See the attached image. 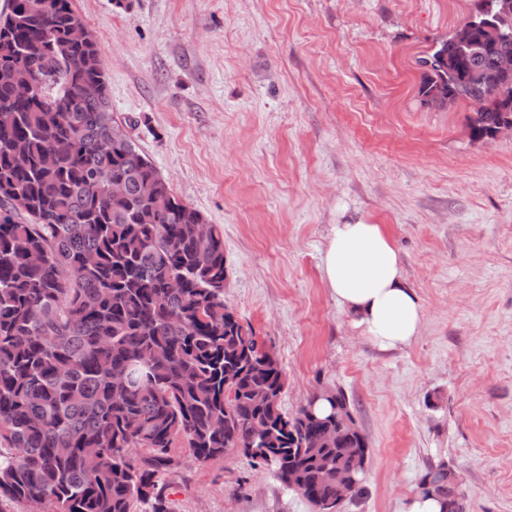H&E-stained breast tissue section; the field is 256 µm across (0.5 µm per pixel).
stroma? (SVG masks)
<instances>
[{"label": "stroma", "mask_w": 512, "mask_h": 512, "mask_svg": "<svg viewBox=\"0 0 512 512\" xmlns=\"http://www.w3.org/2000/svg\"><path fill=\"white\" fill-rule=\"evenodd\" d=\"M475 0H73L117 120L224 233V303L277 357L292 415L339 389L369 447L341 512H401L429 465L512 512V136L427 101L419 60ZM384 225L425 313L380 350L321 280L334 224ZM174 512H312L239 451L185 440Z\"/></svg>", "instance_id": "1"}]
</instances>
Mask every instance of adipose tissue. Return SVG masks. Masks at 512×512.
Listing matches in <instances>:
<instances>
[{
  "label": "adipose tissue",
  "mask_w": 512,
  "mask_h": 512,
  "mask_svg": "<svg viewBox=\"0 0 512 512\" xmlns=\"http://www.w3.org/2000/svg\"><path fill=\"white\" fill-rule=\"evenodd\" d=\"M321 273L337 303L379 348H403L419 334L424 311L383 225H332Z\"/></svg>",
  "instance_id": "ef3b65f1"
}]
</instances>
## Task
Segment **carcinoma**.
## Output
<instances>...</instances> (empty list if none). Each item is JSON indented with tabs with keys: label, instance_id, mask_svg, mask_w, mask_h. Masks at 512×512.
Wrapping results in <instances>:
<instances>
[{
	"label": "carcinoma",
	"instance_id": "1",
	"mask_svg": "<svg viewBox=\"0 0 512 512\" xmlns=\"http://www.w3.org/2000/svg\"><path fill=\"white\" fill-rule=\"evenodd\" d=\"M0 15V499L41 512H171L158 478L183 438L200 462L256 448L314 512H339L336 474L364 492L368 445L341 390L282 412L277 358L224 305V235L175 196L114 121L98 43L71 0ZM479 0L471 40L435 43L420 93L484 100L475 139L512 123V8ZM40 61L29 99L13 87ZM125 194L112 195V181ZM324 399L330 412L315 410ZM418 491L468 512L448 468Z\"/></svg>",
	"mask_w": 512,
	"mask_h": 512
}]
</instances>
